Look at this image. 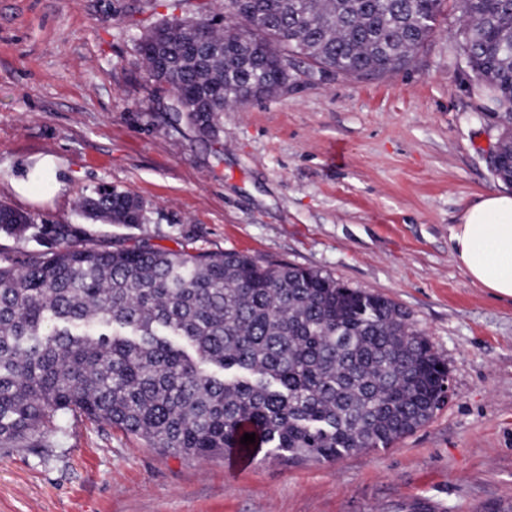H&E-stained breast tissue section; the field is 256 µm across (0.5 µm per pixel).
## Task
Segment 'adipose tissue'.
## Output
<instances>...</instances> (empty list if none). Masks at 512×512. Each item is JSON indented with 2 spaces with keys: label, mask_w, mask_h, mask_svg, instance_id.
<instances>
[{
  "label": "adipose tissue",
  "mask_w": 512,
  "mask_h": 512,
  "mask_svg": "<svg viewBox=\"0 0 512 512\" xmlns=\"http://www.w3.org/2000/svg\"><path fill=\"white\" fill-rule=\"evenodd\" d=\"M451 253L470 280L512 299V194L489 193L451 230Z\"/></svg>",
  "instance_id": "ef3b65f1"
}]
</instances>
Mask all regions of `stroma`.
Returning a JSON list of instances; mask_svg holds the SVG:
<instances>
[{
	"mask_svg": "<svg viewBox=\"0 0 512 512\" xmlns=\"http://www.w3.org/2000/svg\"><path fill=\"white\" fill-rule=\"evenodd\" d=\"M165 3L0 0V203L81 225L90 245L235 250L383 295L452 392L390 447L236 468L71 416L51 447L0 450V512H512V300L450 253L462 212L506 189L460 60L459 0L407 66L357 79L296 60L287 90L225 112L217 141L176 119L137 51ZM46 158L53 188L34 172ZM101 185L146 201L148 223L83 215Z\"/></svg>",
	"mask_w": 512,
	"mask_h": 512,
	"instance_id": "stroma-1",
	"label": "stroma"
}]
</instances>
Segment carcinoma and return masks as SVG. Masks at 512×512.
Returning <instances> with one entry per match:
<instances>
[{
	"instance_id": "carcinoma-1",
	"label": "carcinoma",
	"mask_w": 512,
	"mask_h": 512,
	"mask_svg": "<svg viewBox=\"0 0 512 512\" xmlns=\"http://www.w3.org/2000/svg\"><path fill=\"white\" fill-rule=\"evenodd\" d=\"M443 0H224L150 22L141 53L170 111L220 136L227 109L288 88L294 56L380 77L436 32ZM459 49L500 129L512 186V0H461ZM199 33L198 54L182 42ZM80 209L137 228L145 202L101 186ZM38 248L0 262V447L49 448L67 414L151 448L329 460L387 448L447 399L448 370L394 301L317 271L143 241L87 247L75 224L0 204V233ZM255 434V443L240 438Z\"/></svg>"
}]
</instances>
